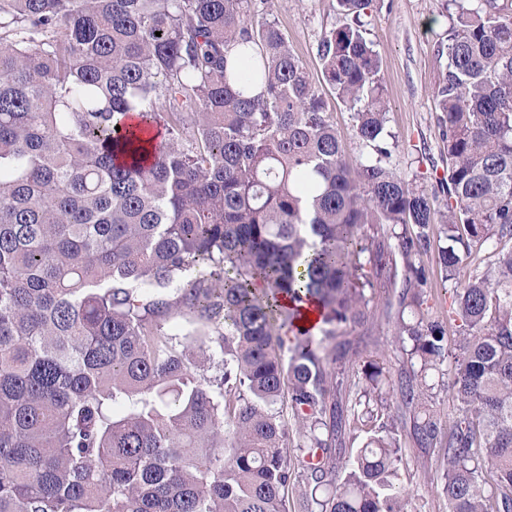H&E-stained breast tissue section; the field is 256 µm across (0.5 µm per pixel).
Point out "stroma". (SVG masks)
<instances>
[{"mask_svg": "<svg viewBox=\"0 0 512 512\" xmlns=\"http://www.w3.org/2000/svg\"><path fill=\"white\" fill-rule=\"evenodd\" d=\"M272 10L324 97L350 160L359 161L362 150L355 139L351 113L325 83L318 56L322 38L343 22L336 0H274ZM456 15L455 0H372L364 18L365 36L374 42L382 59L384 96L389 105L386 129L394 141L389 162L402 177L431 192L448 176L435 90L446 72L442 49ZM430 239V248L414 258L425 267L428 277L422 310L428 320L442 322L452 339L458 333V323L448 315L452 285L437 261L438 248L446 243L440 225L432 226ZM398 477L411 495L415 512H448L437 453L418 447L408 427L402 431Z\"/></svg>", "mask_w": 512, "mask_h": 512, "instance_id": "35a3bbf8", "label": "stroma"}]
</instances>
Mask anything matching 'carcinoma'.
I'll use <instances>...</instances> for the list:
<instances>
[{"label":"carcinoma","mask_w":512,"mask_h":512,"mask_svg":"<svg viewBox=\"0 0 512 512\" xmlns=\"http://www.w3.org/2000/svg\"><path fill=\"white\" fill-rule=\"evenodd\" d=\"M370 3L337 0L318 47L354 167L272 0H0V512H410L408 411L449 512H512V248L467 274L512 240V6L458 0L439 208L389 166ZM437 223L458 336L401 315L398 375L352 360L389 289L422 305ZM176 314L216 337L213 376ZM436 397H434V410H436L438 417L440 418L443 425L449 426L452 423L455 412L457 401L455 400L452 392L448 388L440 387L435 389Z\"/></svg>","instance_id":"cac0c4a2"}]
</instances>
